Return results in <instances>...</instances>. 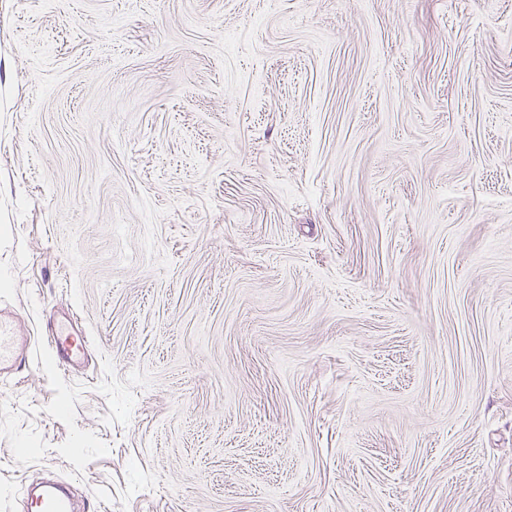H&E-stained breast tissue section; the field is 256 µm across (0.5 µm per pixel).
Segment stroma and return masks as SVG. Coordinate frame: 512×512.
Returning a JSON list of instances; mask_svg holds the SVG:
<instances>
[{"label": "stroma", "instance_id": "obj_1", "mask_svg": "<svg viewBox=\"0 0 512 512\" xmlns=\"http://www.w3.org/2000/svg\"><path fill=\"white\" fill-rule=\"evenodd\" d=\"M0 307V512H512V0H0ZM30 337L23 336L15 317L0 310V377H7L25 361ZM47 345L56 367L67 370L85 360L90 350V339L71 320L63 319L48 327ZM27 512H81L69 488L60 482L48 480L37 490H24Z\"/></svg>", "mask_w": 512, "mask_h": 512}]
</instances>
